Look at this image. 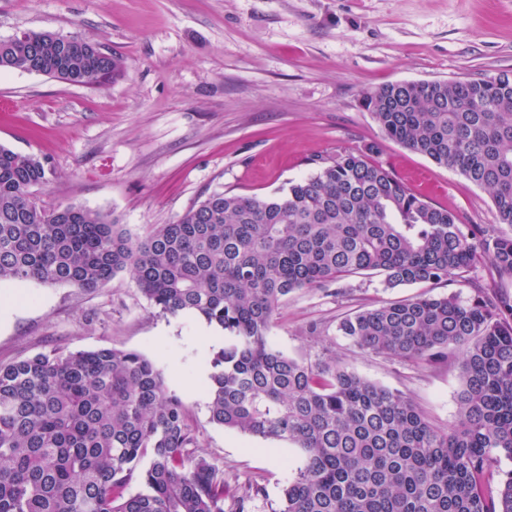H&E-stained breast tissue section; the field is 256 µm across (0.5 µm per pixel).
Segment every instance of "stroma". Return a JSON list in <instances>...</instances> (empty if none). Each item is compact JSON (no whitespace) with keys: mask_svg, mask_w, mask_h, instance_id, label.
<instances>
[{"mask_svg":"<svg viewBox=\"0 0 512 512\" xmlns=\"http://www.w3.org/2000/svg\"><path fill=\"white\" fill-rule=\"evenodd\" d=\"M51 32L122 56L102 88L21 70L0 74V145L43 161L48 207L110 215L131 239L176 221L213 190L264 196L315 170L314 158L377 144L376 156L418 195L464 224L497 227L490 193L383 136L366 91L398 81L512 75V0H0V39ZM343 281L338 295L292 292L270 344L308 361L336 357L404 392L434 426L457 420L456 365L365 353L336 330L362 307L436 293ZM0 363L51 350H133L183 402L201 452L229 485L265 488L251 512H278L301 456L287 444L213 424L207 380L221 328L165 314L126 273L92 291L0 284Z\"/></svg>","mask_w":512,"mask_h":512,"instance_id":"stroma-1","label":"stroma"}]
</instances>
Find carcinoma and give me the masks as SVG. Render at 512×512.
Returning <instances> with one entry per match:
<instances>
[{
    "label": "carcinoma",
    "mask_w": 512,
    "mask_h": 512,
    "mask_svg": "<svg viewBox=\"0 0 512 512\" xmlns=\"http://www.w3.org/2000/svg\"><path fill=\"white\" fill-rule=\"evenodd\" d=\"M98 88L124 62L95 42L27 32L0 40V71ZM381 131L488 190L509 231L462 224L364 150L315 159L267 196L214 190L133 241L102 212L44 207L41 161L0 146V282L85 291L127 271L165 314L224 330L212 360L210 420L299 448L279 512H512V296L476 287L360 308L337 332L356 348L455 363L458 421L430 424L399 390L334 358L307 362L268 343L282 302L378 275L386 288L451 287L477 262L512 280V78L395 82L364 93ZM182 401L142 354L53 350L0 363V512H248L197 451ZM141 491L127 494L132 481Z\"/></svg>",
    "instance_id": "carcinoma-1"
}]
</instances>
